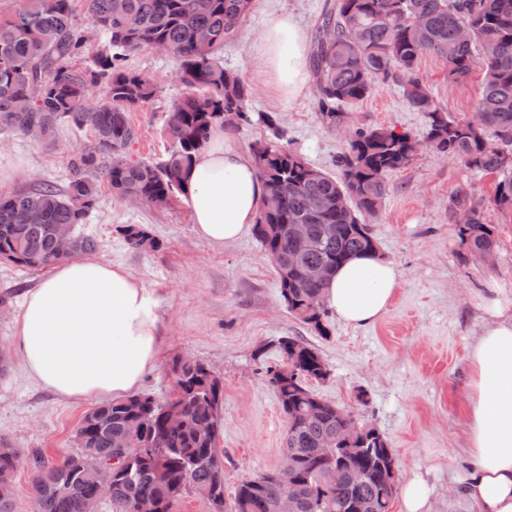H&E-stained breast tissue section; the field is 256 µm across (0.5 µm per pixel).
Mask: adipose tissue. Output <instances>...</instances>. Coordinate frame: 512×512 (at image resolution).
<instances>
[{
  "instance_id": "obj_1",
  "label": "adipose tissue",
  "mask_w": 512,
  "mask_h": 512,
  "mask_svg": "<svg viewBox=\"0 0 512 512\" xmlns=\"http://www.w3.org/2000/svg\"><path fill=\"white\" fill-rule=\"evenodd\" d=\"M260 72L278 93L306 87L308 47L289 15L274 19L257 49ZM196 234L214 245L241 238L254 223L265 187L253 158L215 126L186 178ZM399 286L395 266L379 256L349 260L329 278L325 307L347 323L371 324ZM160 301L124 268L70 259L23 296L15 346L28 374L68 399L133 393L156 366L167 340ZM487 322L470 352L464 408L470 460L468 512H512V295L490 289Z\"/></svg>"
}]
</instances>
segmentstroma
Masks as SVG:
<instances>
[{"label":"stroma","instance_id":"1","mask_svg":"<svg viewBox=\"0 0 512 512\" xmlns=\"http://www.w3.org/2000/svg\"><path fill=\"white\" fill-rule=\"evenodd\" d=\"M329 0H257L238 32L219 53L225 69L252 89L251 112L276 115L288 132V146L310 166L336 174V157L347 147L346 133L320 122L312 93L278 95L258 73L255 49L276 16L290 14L313 34ZM133 67L159 86L156 97L131 112L138 132L132 158L155 161L171 143L165 132L168 112L185 86L177 60L152 49L140 51ZM419 75L435 102L455 120L475 117L483 73L473 69L461 82H449L440 59L423 55ZM359 127H384L425 134L423 113L410 109L400 87L377 83L351 109ZM95 144L93 134L60 127L55 140L0 134V156L19 168L12 190L50 180L66 186L70 162ZM496 178L464 162L423 148L409 164L389 175L388 194L369 221L381 258L398 268L400 286L386 315L371 326L356 327L329 317L322 336L284 307L274 265L254 234L224 246L195 233L184 196L169 205L118 200L101 187L98 203L85 223L99 241L95 259L121 265L161 301L168 340L160 359L147 371L140 392L164 398L172 390L175 359L188 357L216 371L224 384V431L218 446L224 455V499L237 485L278 469L286 420L276 393L264 376L276 364L275 347L295 336L315 348L329 370L311 382L319 398L376 427L396 459L397 483L421 478L428 490L427 512H468L462 496L469 459L461 414L469 381V353L485 319L489 289L512 291V213L492 203ZM461 192L480 204L497 243L491 257L470 254L451 212V197ZM148 227L159 249H134L121 232L127 225ZM44 273L0 259V296L18 311L25 292ZM0 351L9 367L0 375V438L17 443L21 457L14 489L22 512H33L30 461L56 463L77 454L76 429L102 397L63 399L41 388L24 372L14 348V323L0 319Z\"/></svg>","mask_w":512,"mask_h":512}]
</instances>
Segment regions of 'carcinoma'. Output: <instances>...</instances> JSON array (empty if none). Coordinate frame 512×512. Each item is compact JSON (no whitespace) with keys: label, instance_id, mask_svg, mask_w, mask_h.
Returning a JSON list of instances; mask_svg holds the SVG:
<instances>
[{"label":"carcinoma","instance_id":"carcinoma-1","mask_svg":"<svg viewBox=\"0 0 512 512\" xmlns=\"http://www.w3.org/2000/svg\"><path fill=\"white\" fill-rule=\"evenodd\" d=\"M75 0H21L11 16L0 17V133L51 140L60 124L80 129L86 112L96 113V145L80 153L65 188L42 181L33 188L0 194V257L28 268H47L62 261L54 250L56 224H83L95 209L98 180L125 194H136L157 206L185 193V176L207 143L211 129L252 122L248 103L252 91L236 74L224 69L218 52L252 12L255 0H209L199 10L196 0H81L88 21L109 39L110 50L79 68L85 53L86 28L75 19ZM140 21L135 34L124 30L126 16ZM427 18L431 39L417 41L411 19ZM321 19L336 24V37L313 43L309 70L315 89L316 112L322 125L341 131L351 121L347 108L364 100L379 82L395 81L409 107L426 116V139L439 154L468 167L497 176L493 203L512 212V0H334ZM471 30L462 42L458 28ZM198 30L210 33L207 43L194 40ZM165 47L180 62L179 78L190 89L172 106L179 118L167 125L172 149L157 163L133 160L128 151L137 139L130 112L151 102L158 86L129 65V57L143 49ZM425 54L441 59L448 81L457 83L480 66L481 96L476 119L455 121L441 111L419 77L418 61ZM105 82V96L90 98L91 88ZM258 121L274 130L276 141L253 147L258 174L265 183L254 236L274 263L284 268L290 226L307 224L314 233L323 224L336 225V237L323 239L307 255L309 265L337 268L352 257L376 253L367 221L381 209L388 193L387 176L411 160L410 134L382 127H358L349 134L348 149L336 160L339 177L310 166L283 144L286 131L274 116L260 112ZM320 196L330 206L319 213L308 200ZM38 208L43 223L27 224L25 214ZM451 213L461 224L469 250L495 248L494 232L482 212L465 195L452 200ZM127 242L150 248L158 242L148 228L124 229ZM280 297L290 314L327 333V310L321 302L324 282H309L299 274L278 276ZM283 364L265 366L287 428L284 447L294 453L291 481L303 498V512H391L395 489L381 481L383 458L373 440H355V451L334 460L336 487L321 484L333 452L322 448L323 438L340 431L342 422L331 408L317 422L302 414L312 398L302 394V379L318 374L321 363L311 347L290 336L278 342ZM177 400L187 424H170L162 414L168 399L132 394L101 404L109 425L100 429L85 419L79 428L89 447L105 459L128 449L130 463L112 472L111 512H131L136 494L147 492L159 512H173L174 493L193 483L224 495V469L204 462L218 451L221 418L210 412L224 400V386L201 362L174 363ZM20 452L0 440V483L13 481ZM76 456L50 464L31 461L32 490L37 512H83L94 494V482L76 474ZM70 484L60 498L50 482ZM283 483L272 471L242 481L234 492V512H274Z\"/></svg>","mask_w":512,"mask_h":512}]
</instances>
